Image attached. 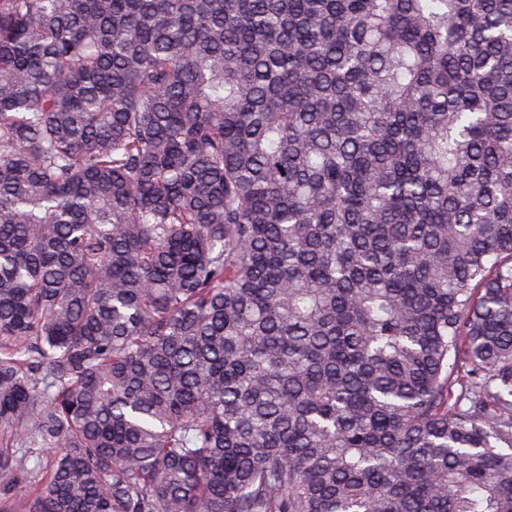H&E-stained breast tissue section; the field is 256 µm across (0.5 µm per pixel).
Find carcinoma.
Instances as JSON below:
<instances>
[{
  "label": "carcinoma",
  "mask_w": 512,
  "mask_h": 512,
  "mask_svg": "<svg viewBox=\"0 0 512 512\" xmlns=\"http://www.w3.org/2000/svg\"><path fill=\"white\" fill-rule=\"evenodd\" d=\"M512 0H0V512H512Z\"/></svg>",
  "instance_id": "carcinoma-1"
}]
</instances>
